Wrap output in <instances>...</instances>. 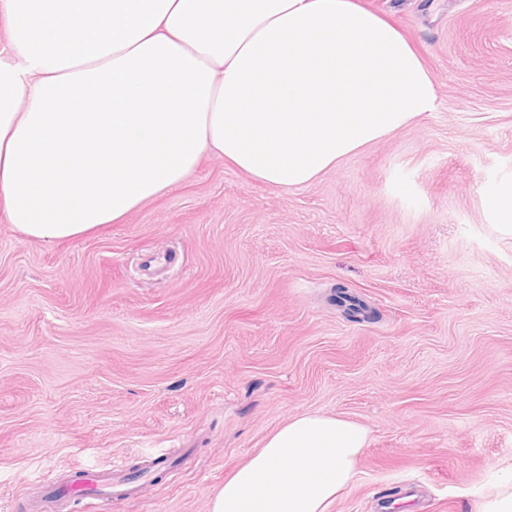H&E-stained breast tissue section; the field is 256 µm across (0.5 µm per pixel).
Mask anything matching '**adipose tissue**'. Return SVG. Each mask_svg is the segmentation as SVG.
Wrapping results in <instances>:
<instances>
[{"instance_id": "adipose-tissue-1", "label": "adipose tissue", "mask_w": 512, "mask_h": 512, "mask_svg": "<svg viewBox=\"0 0 512 512\" xmlns=\"http://www.w3.org/2000/svg\"><path fill=\"white\" fill-rule=\"evenodd\" d=\"M0 213L27 239L119 222L204 154L299 188L433 110L428 68L360 0H0ZM367 429L277 427L209 512H329Z\"/></svg>"}]
</instances>
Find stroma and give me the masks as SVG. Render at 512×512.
<instances>
[{
  "label": "stroma",
  "mask_w": 512,
  "mask_h": 512,
  "mask_svg": "<svg viewBox=\"0 0 512 512\" xmlns=\"http://www.w3.org/2000/svg\"><path fill=\"white\" fill-rule=\"evenodd\" d=\"M438 88L420 122L313 183L273 188L209 154L121 222L26 240L0 215V512L57 475L162 454L96 512H209L293 416L369 431L330 512H477L512 469V0H362ZM151 255L161 271H143ZM368 308L345 315L336 287Z\"/></svg>",
  "instance_id": "obj_1"
}]
</instances>
